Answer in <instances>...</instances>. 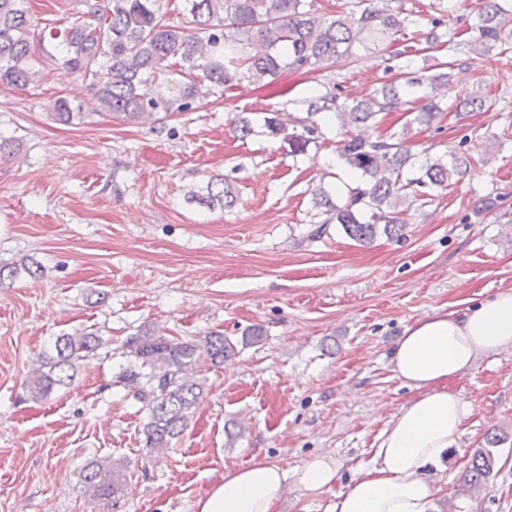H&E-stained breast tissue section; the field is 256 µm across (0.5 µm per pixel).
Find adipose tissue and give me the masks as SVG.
<instances>
[{
    "label": "adipose tissue",
    "mask_w": 512,
    "mask_h": 512,
    "mask_svg": "<svg viewBox=\"0 0 512 512\" xmlns=\"http://www.w3.org/2000/svg\"><path fill=\"white\" fill-rule=\"evenodd\" d=\"M512 346V289L408 326L390 363L414 396L398 407L377 437L371 457L337 493L328 512H436L440 485L427 470L443 468L454 451L468 406L449 380L471 369L480 355ZM295 476L302 493L328 489L340 464L320 454L295 472L257 457L225 474L195 502L196 512H278L285 482Z\"/></svg>",
    "instance_id": "adipose-tissue-1"
}]
</instances>
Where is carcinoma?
<instances>
[{
	"label": "carcinoma",
	"instance_id": "1",
	"mask_svg": "<svg viewBox=\"0 0 512 512\" xmlns=\"http://www.w3.org/2000/svg\"><path fill=\"white\" fill-rule=\"evenodd\" d=\"M186 20L170 23L159 0H81L83 15L59 30L49 27L48 37L63 50V67L90 81L96 110L105 117L128 123H156L162 117L191 109L193 103L243 80L261 82L284 69L322 70L353 56V48L366 41L384 42L405 30L409 16L392 0H349L334 20L323 18L316 0H185ZM27 0H0V84L28 87L38 70L30 42L33 20ZM443 21L434 18L425 33L427 48L444 41L454 53L488 51L494 46L512 49V0H482L477 22L460 39L453 32L438 33ZM455 61L436 62L427 72L410 65L364 97L340 98L327 91L307 100L306 116L292 122L303 133H285L276 113L258 120L238 119L236 129L245 138L261 124L271 136L285 135L291 152L301 155L309 144L323 138L317 116L333 113L345 130L336 152L358 181L342 203L333 201L323 186L312 193L313 206L322 211L321 224L337 223L345 235L368 246L384 235L404 234V215L418 200L421 188H446L453 177L470 169L462 154L445 163L411 152L407 145L411 126H431L442 109L438 90L451 83ZM178 68L184 81L176 94L159 96L143 91L151 80ZM401 112L400 130L376 136L361 131L377 126V116ZM53 120L71 124L84 119L82 106L63 97L51 105ZM190 197L213 207H232L236 196L222 185L215 191ZM102 346L91 333L62 335L54 342L55 355H41L32 368L27 395L44 401L70 384L76 364ZM127 364L120 366L118 382L142 392L147 422L145 447L160 457L184 432L188 419L203 396L195 374L203 362L213 366L233 355L235 346L221 334L182 340L144 330L123 342ZM496 437L475 450L462 477V493L477 496L496 466ZM85 494L96 502L115 505L124 494L123 467L110 460H93L82 470Z\"/></svg>",
	"mask_w": 512,
	"mask_h": 512
}]
</instances>
